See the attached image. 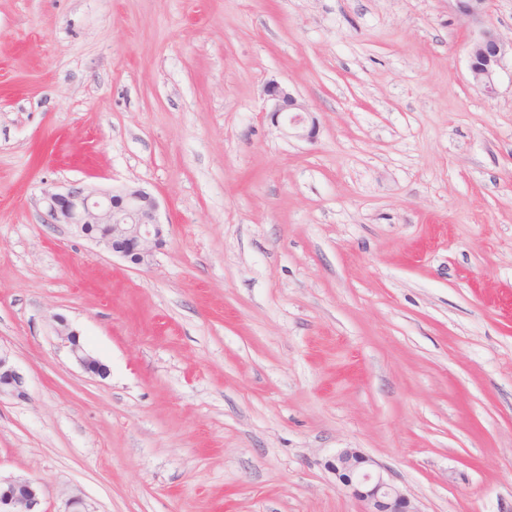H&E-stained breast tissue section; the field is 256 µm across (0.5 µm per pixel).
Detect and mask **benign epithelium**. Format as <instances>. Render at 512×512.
I'll return each mask as SVG.
<instances>
[{
	"mask_svg": "<svg viewBox=\"0 0 512 512\" xmlns=\"http://www.w3.org/2000/svg\"><path fill=\"white\" fill-rule=\"evenodd\" d=\"M453 2L459 15L477 27L475 37L467 46L471 77L486 96L493 97L497 94L499 72L505 66L506 57L512 55V42H506L487 23L489 0ZM265 94L273 102L272 118L286 115L291 136L315 137L316 118L295 94L275 83L266 87ZM44 200L46 223L69 224L132 264L148 261L152 251L164 242L165 228L158 219V202L143 187L97 190L73 182L61 192L44 191ZM99 224L112 227V239L93 233V227ZM67 341L73 357L86 372L107 374V367L80 345L76 331L67 332ZM0 397H26L23 376L2 354ZM329 467L342 488L365 504L364 512H420L408 495L384 476L374 460L357 450H341L329 461ZM43 500L44 490L38 482L0 478V512H44Z\"/></svg>",
	"mask_w": 512,
	"mask_h": 512,
	"instance_id": "1",
	"label": "benign epithelium"
}]
</instances>
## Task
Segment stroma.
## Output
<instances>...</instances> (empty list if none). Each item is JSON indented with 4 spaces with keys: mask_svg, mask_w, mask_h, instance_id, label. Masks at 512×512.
<instances>
[{
    "mask_svg": "<svg viewBox=\"0 0 512 512\" xmlns=\"http://www.w3.org/2000/svg\"><path fill=\"white\" fill-rule=\"evenodd\" d=\"M474 34L451 0H0V477L45 512H362L351 448L420 512H512V64L485 97ZM75 181L145 187L165 245L43 223ZM268 99L273 102L271 116L276 120L286 114L288 136L313 139L317 131V121L310 109L287 88L279 84H269L265 89ZM291 130V132H289ZM66 336L73 357L86 372L102 376L107 374V367L80 345L79 335L75 330H69ZM100 369H102V372H100ZM0 397L25 398V381L23 376L12 365L7 355L0 354Z\"/></svg>",
    "mask_w": 512,
    "mask_h": 512,
    "instance_id": "obj_1",
    "label": "stroma"
}]
</instances>
